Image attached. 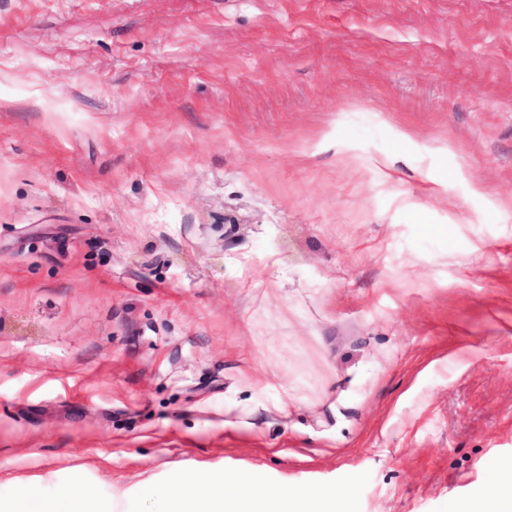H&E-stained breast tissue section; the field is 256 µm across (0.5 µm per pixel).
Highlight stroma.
Instances as JSON below:
<instances>
[{
	"label": "stroma",
	"instance_id": "1",
	"mask_svg": "<svg viewBox=\"0 0 512 512\" xmlns=\"http://www.w3.org/2000/svg\"><path fill=\"white\" fill-rule=\"evenodd\" d=\"M497 466L512 0H0V492Z\"/></svg>",
	"mask_w": 512,
	"mask_h": 512
}]
</instances>
